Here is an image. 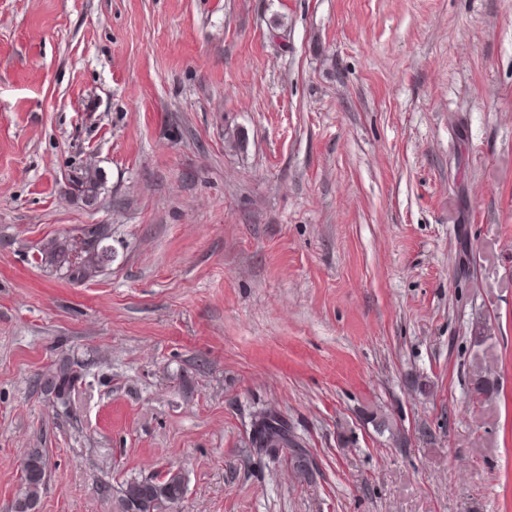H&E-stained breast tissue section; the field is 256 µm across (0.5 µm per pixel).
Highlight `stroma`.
Returning <instances> with one entry per match:
<instances>
[{
	"instance_id": "stroma-1",
	"label": "stroma",
	"mask_w": 512,
	"mask_h": 512,
	"mask_svg": "<svg viewBox=\"0 0 512 512\" xmlns=\"http://www.w3.org/2000/svg\"><path fill=\"white\" fill-rule=\"evenodd\" d=\"M34 449L38 512H512V0H0V512ZM74 231L75 235L65 233L48 239L38 253L41 264L72 283H82L112 264V246L108 243L112 239V227L85 224ZM80 367L70 358L59 361L55 369L44 376L40 389L55 405L67 408L74 395L76 385L81 380ZM249 448L253 456L261 459L270 456L279 448L277 453L287 452L290 466L309 477L311 466L308 456L301 450L288 421L272 411L256 413L251 422ZM186 494V482L178 471L162 479H132L118 500L119 512H173Z\"/></svg>"
}]
</instances>
